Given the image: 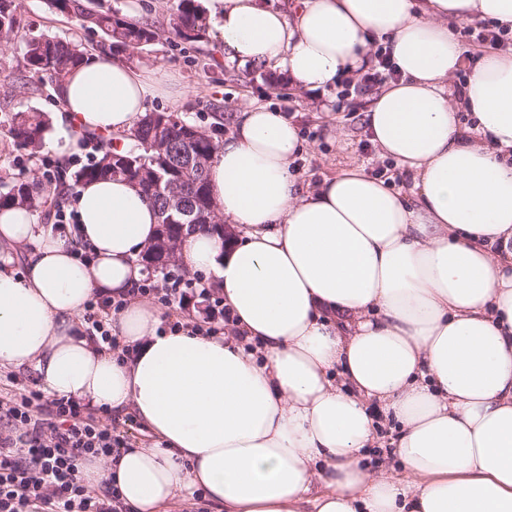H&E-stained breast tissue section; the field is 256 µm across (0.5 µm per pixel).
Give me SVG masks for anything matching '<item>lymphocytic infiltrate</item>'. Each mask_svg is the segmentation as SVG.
Returning a JSON list of instances; mask_svg holds the SVG:
<instances>
[{"mask_svg":"<svg viewBox=\"0 0 512 512\" xmlns=\"http://www.w3.org/2000/svg\"><path fill=\"white\" fill-rule=\"evenodd\" d=\"M0 512H131L112 484L85 483L81 465L120 451L110 424L72 399L29 390L0 398Z\"/></svg>","mask_w":512,"mask_h":512,"instance_id":"1","label":"lymphocytic infiltrate"}]
</instances>
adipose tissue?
Masks as SVG:
<instances>
[{
    "mask_svg": "<svg viewBox=\"0 0 512 512\" xmlns=\"http://www.w3.org/2000/svg\"><path fill=\"white\" fill-rule=\"evenodd\" d=\"M209 8L229 60L284 71L301 90L358 77L375 41L387 43L400 78L365 123L411 173L412 195L353 164L299 188L297 126L247 107L208 168L237 235L227 244L200 231L178 253L211 277L234 335L161 330L158 311L132 296L157 210L126 180L90 181L77 224L52 230L37 210L0 211V247L28 249L20 275L0 256V366H34L51 395L135 413L151 444L83 466L133 512H167L197 490L224 512H512V51L467 59L452 30L476 17L512 29V0ZM161 90L90 52L45 140L70 154L86 132H131ZM94 297L125 299L117 333L131 359L84 335ZM374 399L398 424L401 473L361 464Z\"/></svg>",
    "mask_w": 512,
    "mask_h": 512,
    "instance_id": "1",
    "label": "adipose tissue"
}]
</instances>
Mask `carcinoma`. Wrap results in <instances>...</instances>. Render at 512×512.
Returning a JSON list of instances; mask_svg holds the SVG:
<instances>
[{
    "mask_svg": "<svg viewBox=\"0 0 512 512\" xmlns=\"http://www.w3.org/2000/svg\"><path fill=\"white\" fill-rule=\"evenodd\" d=\"M47 4L53 11L77 18L88 25V28L101 33L99 49L109 52L115 59L130 49L152 45L161 37L151 21L145 19L132 22L110 10H95L90 7L92 0H47ZM18 7V0H0V45H7L14 39ZM170 28L171 33L183 41L200 42L205 38L208 29L207 17L197 0H177L170 18ZM86 54V48L73 40L40 36L27 42L23 68L59 91L69 72L82 63ZM162 116V112L143 115L128 137L130 144L117 150L112 148V141H107L101 157L76 172L71 173L62 168L56 172L54 178L43 184L24 178L11 183L0 181V209L16 206L36 210L48 206L56 208L70 183L114 177H121L133 185H139V191L147 195L154 180L161 177L165 183H181L187 207L196 216L195 225L205 226L210 232L219 234L215 223H209L202 217L211 203L207 167L198 168L190 163L187 153V148L190 147L194 153L206 159L211 158L219 148L214 134L206 131L187 145L183 142V136L186 135L184 128H190L192 124L186 122L180 128L169 130L168 144L164 152H149L146 144L153 126ZM45 128L44 116L41 113L24 111L15 114L8 134L35 154L42 146ZM153 205L158 211L163 230L170 235L180 234L181 225L187 223V218L166 212L165 203L159 198Z\"/></svg>",
    "mask_w": 512,
    "mask_h": 512,
    "instance_id": "cac0c4a2",
    "label": "carcinoma"
}]
</instances>
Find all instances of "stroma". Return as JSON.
I'll return each instance as SVG.
<instances>
[{"label": "stroma", "instance_id": "35a3bbf8", "mask_svg": "<svg viewBox=\"0 0 512 512\" xmlns=\"http://www.w3.org/2000/svg\"><path fill=\"white\" fill-rule=\"evenodd\" d=\"M144 16L159 27L163 36L153 45L131 50L130 64L154 68L173 77L185 89L183 97H155L146 104L147 112H170L203 129H210L216 114L232 122L235 112L245 105L265 104L280 111H291L304 148L293 172L299 185L313 184L322 176L336 173L349 163L364 165L366 172L383 168L385 175L398 178L401 191L412 186L410 174L381 157L372 145L364 125V114L373 92L356 93L337 101L335 87L302 91L289 82L269 85L265 68L226 62L224 48L216 31L203 41L183 43L167 34L174 0H142ZM19 28L15 39L0 48V180L18 176L41 179L60 167L78 170L74 156L59 157L50 149L38 155L19 146L7 134L15 113L35 109L55 116L61 100L50 85L39 84L25 73L21 63L28 39L51 35L82 41L95 47L97 32L82 28L75 18L49 9L46 0H19Z\"/></svg>", "mask_w": 512, "mask_h": 512}]
</instances>
